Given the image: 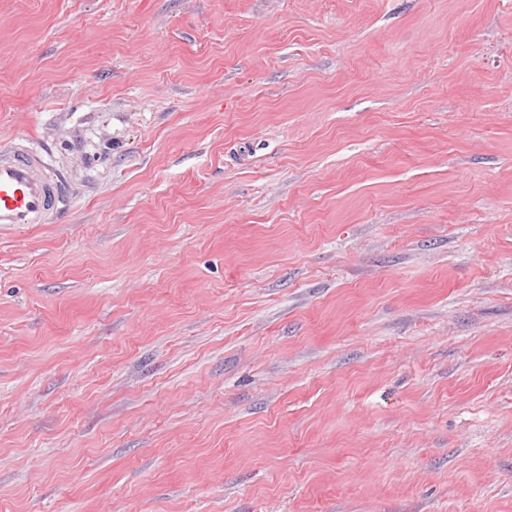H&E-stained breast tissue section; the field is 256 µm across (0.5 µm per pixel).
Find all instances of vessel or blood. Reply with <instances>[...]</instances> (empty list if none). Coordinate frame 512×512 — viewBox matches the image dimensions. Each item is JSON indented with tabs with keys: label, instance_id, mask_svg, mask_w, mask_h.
Here are the masks:
<instances>
[{
	"label": "vessel or blood",
	"instance_id": "obj_1",
	"mask_svg": "<svg viewBox=\"0 0 512 512\" xmlns=\"http://www.w3.org/2000/svg\"><path fill=\"white\" fill-rule=\"evenodd\" d=\"M64 198L63 183L42 154L20 138L0 143V226L50 223Z\"/></svg>",
	"mask_w": 512,
	"mask_h": 512
}]
</instances>
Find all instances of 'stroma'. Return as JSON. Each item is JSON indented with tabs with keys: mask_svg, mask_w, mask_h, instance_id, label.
Here are the masks:
<instances>
[{
	"mask_svg": "<svg viewBox=\"0 0 512 512\" xmlns=\"http://www.w3.org/2000/svg\"><path fill=\"white\" fill-rule=\"evenodd\" d=\"M0 512H512V0H0ZM24 138L0 143V228L49 224L65 198L62 180Z\"/></svg>",
	"mask_w": 512,
	"mask_h": 512,
	"instance_id": "stroma-1",
	"label": "stroma"
}]
</instances>
